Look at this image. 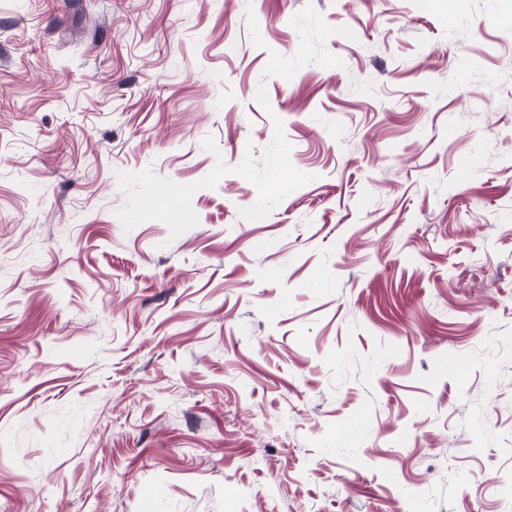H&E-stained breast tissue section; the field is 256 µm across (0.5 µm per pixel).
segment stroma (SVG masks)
Instances as JSON below:
<instances>
[{
  "instance_id": "1",
  "label": "stroma",
  "mask_w": 512,
  "mask_h": 512,
  "mask_svg": "<svg viewBox=\"0 0 512 512\" xmlns=\"http://www.w3.org/2000/svg\"><path fill=\"white\" fill-rule=\"evenodd\" d=\"M0 512H512V0H0Z\"/></svg>"
}]
</instances>
